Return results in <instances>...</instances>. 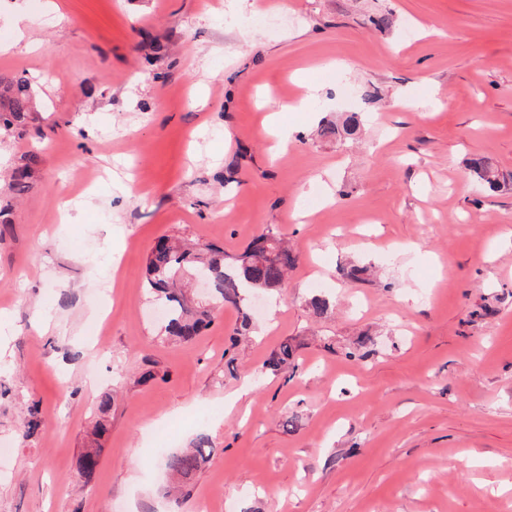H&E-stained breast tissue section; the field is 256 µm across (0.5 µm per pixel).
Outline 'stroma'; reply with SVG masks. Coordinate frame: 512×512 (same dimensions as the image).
<instances>
[{"mask_svg":"<svg viewBox=\"0 0 512 512\" xmlns=\"http://www.w3.org/2000/svg\"><path fill=\"white\" fill-rule=\"evenodd\" d=\"M0 72L38 105L0 137V512H512V0H0ZM269 228L299 260L254 335L162 340L157 239ZM38 156L35 153L26 154L20 158V162L14 168L9 189L15 194H22L30 188V180L38 164ZM207 436H200L191 448L170 452L163 461L164 468L171 474L189 479L207 461L212 452Z\"/></svg>","mask_w":512,"mask_h":512,"instance_id":"obj_1","label":"stroma"}]
</instances>
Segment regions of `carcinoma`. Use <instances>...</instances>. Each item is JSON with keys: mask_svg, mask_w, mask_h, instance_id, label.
<instances>
[{"mask_svg": "<svg viewBox=\"0 0 512 512\" xmlns=\"http://www.w3.org/2000/svg\"><path fill=\"white\" fill-rule=\"evenodd\" d=\"M35 111L36 99L28 80L20 75L0 73V127L6 131L20 128ZM37 164L35 153L21 157L14 168L9 189L16 194L26 192ZM470 165L489 188L497 186L498 175L482 160L473 159ZM297 262V254L270 228L253 237L244 251L235 256H228L223 250L207 244L190 246L161 238L147 257L146 289L164 311L165 337L188 342L211 324L212 309L188 305L183 289L178 287V282L185 276L204 272L211 282L212 298L221 305L239 307L252 291L280 288ZM294 353L292 344L285 341L263 368L278 373L292 364ZM211 452L209 438L201 436L192 447L170 452L163 466L169 473L187 480L201 468Z\"/></svg>", "mask_w": 512, "mask_h": 512, "instance_id": "cac0c4a2", "label": "carcinoma"}]
</instances>
